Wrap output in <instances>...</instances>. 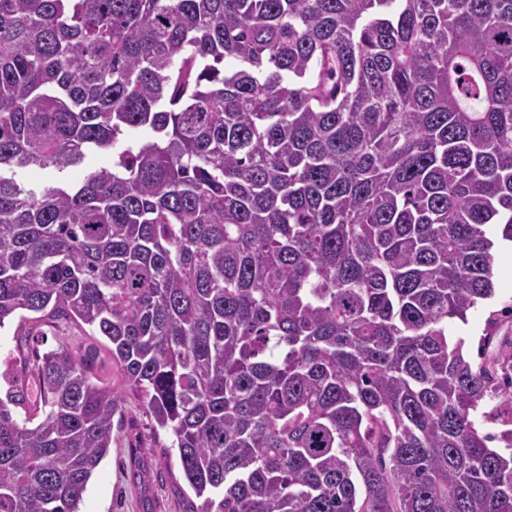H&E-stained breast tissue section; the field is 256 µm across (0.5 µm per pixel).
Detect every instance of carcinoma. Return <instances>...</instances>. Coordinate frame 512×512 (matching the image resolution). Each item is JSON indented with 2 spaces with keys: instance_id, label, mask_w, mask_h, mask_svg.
<instances>
[{
  "instance_id": "obj_1",
  "label": "carcinoma",
  "mask_w": 512,
  "mask_h": 512,
  "mask_svg": "<svg viewBox=\"0 0 512 512\" xmlns=\"http://www.w3.org/2000/svg\"><path fill=\"white\" fill-rule=\"evenodd\" d=\"M492 225L512 0H0V328L86 326L124 387L63 342L7 378L0 512H79L126 392L185 512H512V338H448Z\"/></svg>"
}]
</instances>
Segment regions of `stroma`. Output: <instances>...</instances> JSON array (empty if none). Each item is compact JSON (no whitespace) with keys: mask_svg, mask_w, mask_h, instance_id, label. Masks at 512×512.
<instances>
[{"mask_svg":"<svg viewBox=\"0 0 512 512\" xmlns=\"http://www.w3.org/2000/svg\"><path fill=\"white\" fill-rule=\"evenodd\" d=\"M493 283L495 294L468 313L466 321L449 328L452 340L461 341L468 357H476L478 344L493 314L512 305V243L499 242L494 251ZM29 333L21 341L20 333ZM73 352L85 354L93 337L82 329L68 327L65 335ZM52 321L12 320L0 329V364L11 363L15 371H23L36 351L55 347L59 337ZM117 421V439L90 479L79 512H144L140 489L132 472L137 465L149 471L151 512H183V500L191 491L184 481L178 459L167 456L170 436L157 428L139 400L127 397L125 409Z\"/></svg>","mask_w":512,"mask_h":512,"instance_id":"35a3bbf8","label":"stroma"}]
</instances>
